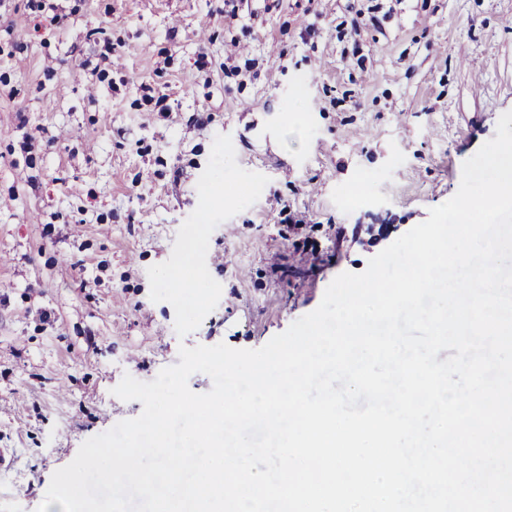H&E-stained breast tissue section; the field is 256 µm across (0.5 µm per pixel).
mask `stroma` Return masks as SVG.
Here are the masks:
<instances>
[{"mask_svg": "<svg viewBox=\"0 0 512 512\" xmlns=\"http://www.w3.org/2000/svg\"><path fill=\"white\" fill-rule=\"evenodd\" d=\"M44 2L0 0V512H36L84 441L141 414L124 375L315 310L512 111V0H239L232 21L224 0ZM220 134L269 182L213 231L222 294L181 339L147 270Z\"/></svg>", "mask_w": 512, "mask_h": 512, "instance_id": "1", "label": "stroma"}]
</instances>
